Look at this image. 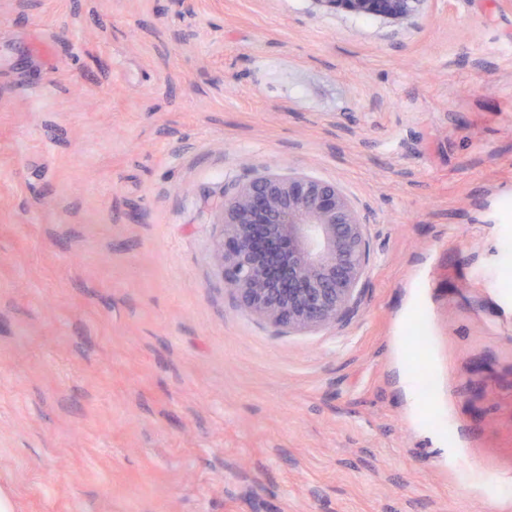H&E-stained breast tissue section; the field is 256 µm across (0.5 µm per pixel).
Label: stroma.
I'll use <instances>...</instances> for the list:
<instances>
[{
  "label": "stroma",
  "instance_id": "obj_1",
  "mask_svg": "<svg viewBox=\"0 0 512 512\" xmlns=\"http://www.w3.org/2000/svg\"><path fill=\"white\" fill-rule=\"evenodd\" d=\"M263 171L360 213L342 322L277 328L213 264ZM0 488L512 512V0H0ZM326 10L355 16H374L404 21L409 19L423 0H313Z\"/></svg>",
  "mask_w": 512,
  "mask_h": 512
}]
</instances>
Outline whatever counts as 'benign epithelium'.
<instances>
[{
    "mask_svg": "<svg viewBox=\"0 0 512 512\" xmlns=\"http://www.w3.org/2000/svg\"><path fill=\"white\" fill-rule=\"evenodd\" d=\"M404 21L423 0H313ZM213 260L238 303L290 331L335 325L357 305L369 262L360 216L335 183L264 174L224 196Z\"/></svg>",
    "mask_w": 512,
    "mask_h": 512,
    "instance_id": "benign-epithelium-1",
    "label": "benign epithelium"
}]
</instances>
